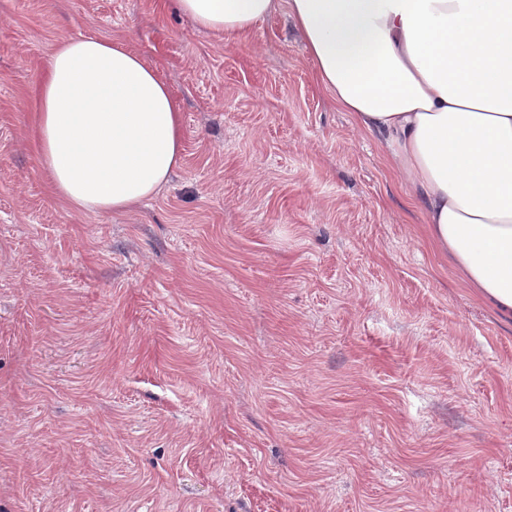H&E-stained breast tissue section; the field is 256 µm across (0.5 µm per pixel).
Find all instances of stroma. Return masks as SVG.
<instances>
[{
    "label": "stroma",
    "mask_w": 512,
    "mask_h": 512,
    "mask_svg": "<svg viewBox=\"0 0 512 512\" xmlns=\"http://www.w3.org/2000/svg\"><path fill=\"white\" fill-rule=\"evenodd\" d=\"M169 86L183 160L127 213L58 199L60 41ZM0 512H512V319L436 250L287 6L0 0ZM180 11L203 29L232 37L248 32L275 12L279 0H176Z\"/></svg>",
    "instance_id": "35a3bbf8"
}]
</instances>
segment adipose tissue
<instances>
[{"instance_id":"1","label":"adipose tissue","mask_w":512,"mask_h":512,"mask_svg":"<svg viewBox=\"0 0 512 512\" xmlns=\"http://www.w3.org/2000/svg\"><path fill=\"white\" fill-rule=\"evenodd\" d=\"M232 37L278 0H177ZM316 78L379 139L462 283L512 317V0H287ZM40 158L85 211L156 196L182 162L181 114L155 68L116 40L68 39L37 96Z\"/></svg>"}]
</instances>
